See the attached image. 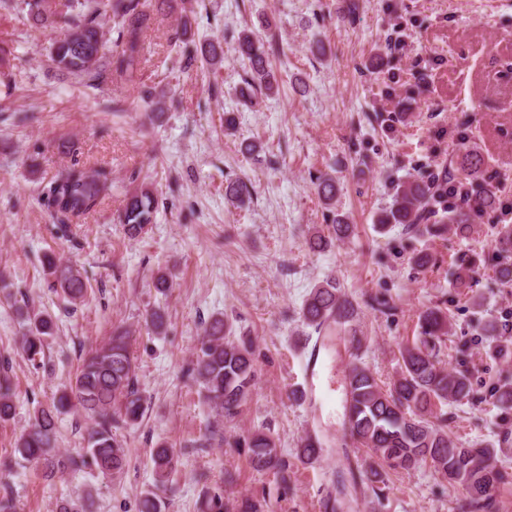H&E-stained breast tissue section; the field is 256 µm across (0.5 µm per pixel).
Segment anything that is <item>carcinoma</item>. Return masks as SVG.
I'll return each mask as SVG.
<instances>
[{"label": "carcinoma", "mask_w": 512, "mask_h": 512, "mask_svg": "<svg viewBox=\"0 0 512 512\" xmlns=\"http://www.w3.org/2000/svg\"><path fill=\"white\" fill-rule=\"evenodd\" d=\"M91 0H25L30 19L41 25L55 21L67 32L52 49L51 61L61 75L74 77L88 87H100L111 76L126 82L138 78L141 71V38L150 16L140 9V0H106L112 17L120 28L122 48L105 61L107 45L99 23V10ZM237 51L247 64L251 80L241 90L243 98L251 93L273 92L279 80L270 56L272 48H264L253 32L238 37ZM457 169L463 174L465 189L459 202L448 203V223L459 233L470 230L469 219L496 206L493 192L481 183L486 169L477 151L460 145L456 152ZM109 174L100 170L94 175L71 166L61 172L50 188L49 202L67 220H78L89 213L111 191ZM317 194L325 205L336 199V180L322 177L316 184ZM433 198L432 183L410 181L400 185L390 208L377 217L376 227L386 229L398 225L406 231L420 230L421 203ZM157 200L146 188L128 194L123 222L130 237L140 236L153 222ZM512 224L498 229L495 251L499 279L512 287ZM53 286L71 300L80 301L86 293L80 271L61 262L48 261ZM303 323L311 327L324 325L345 328L358 316L352 301L342 295L336 282L327 279L315 285L299 310ZM26 332L21 350L34 366L44 364L47 340L53 336L55 322L43 312L26 310ZM420 336L399 349V372L394 381L380 384L373 372L360 364L348 372L344 425L357 447L364 449L360 459L372 497L353 496L344 476L337 479L336 495L330 500L331 512H341L350 500L357 512H376L385 499L387 470H411L419 464H430L448 483L467 489L460 508L466 512H493L492 492L512 479V474L497 466L498 450L491 442L481 441L467 446L459 443L447 430L450 403L470 399V374L463 370L446 371L437 360L436 341L448 335V315L438 307L425 309L419 317ZM191 375L205 392L221 419H232L250 398L257 375L256 348L251 338L233 335L232 325L222 317L204 323L202 337L193 360ZM75 409L90 423L87 446L76 456L56 448L58 415ZM144 412L143 398L136 385L130 352V336L125 330L113 333L109 342L87 355L68 387L51 404L39 407L28 428L16 439L12 456L18 461L34 462L54 477L90 462L103 474L119 472L126 466V454L117 439L122 428L136 424ZM15 413L9 363L0 362V422ZM252 467L272 471L287 483L290 463L275 441L265 432L256 431L244 440ZM328 449L317 437L304 439L295 457L304 464L317 462ZM151 459L162 485L175 469L178 460L167 445L153 449ZM163 501L150 490L139 499V512H161ZM91 493L71 499L59 512H92Z\"/></svg>", "instance_id": "cac0c4a2"}]
</instances>
